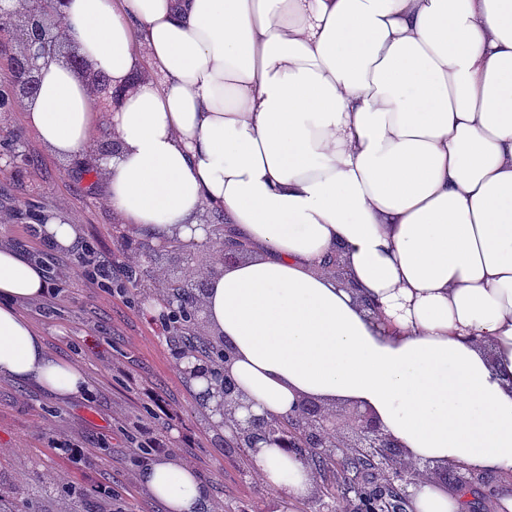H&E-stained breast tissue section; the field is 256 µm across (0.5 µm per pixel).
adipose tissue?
<instances>
[{
	"label": "adipose tissue",
	"instance_id": "1",
	"mask_svg": "<svg viewBox=\"0 0 512 512\" xmlns=\"http://www.w3.org/2000/svg\"><path fill=\"white\" fill-rule=\"evenodd\" d=\"M121 96L103 112L69 66L41 67L25 122L58 157L94 158L122 229L201 245L223 215L251 254L215 257L202 297L239 403L210 421L283 419L300 401L370 411L404 465L512 481V0H58ZM148 68L149 77L132 82ZM51 293L0 246V376L90 393L19 311ZM250 460L297 512L304 457ZM166 512L208 489L163 455L140 475ZM409 512H512L425 477Z\"/></svg>",
	"mask_w": 512,
	"mask_h": 512
}]
</instances>
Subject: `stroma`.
I'll return each instance as SVG.
<instances>
[{
	"mask_svg": "<svg viewBox=\"0 0 512 512\" xmlns=\"http://www.w3.org/2000/svg\"><path fill=\"white\" fill-rule=\"evenodd\" d=\"M13 148L27 156L18 169L8 163ZM51 215L77 224L80 240L105 257H131L96 180L49 152L26 128L18 101L0 122V244L44 249L31 227ZM22 312L51 355L83 368L93 395L62 403L35 384L0 377V490L17 491L30 512H60L70 489L71 512H163L137 480L140 452L129 437L133 421L150 423L152 391L177 414L162 430L167 452L191 462L209 488L202 512H276L275 493L239 468L199 415L198 396L141 300L105 293L69 271L57 298ZM74 444L84 455L71 454Z\"/></svg>",
	"mask_w": 512,
	"mask_h": 512,
	"instance_id": "1",
	"label": "stroma"
}]
</instances>
